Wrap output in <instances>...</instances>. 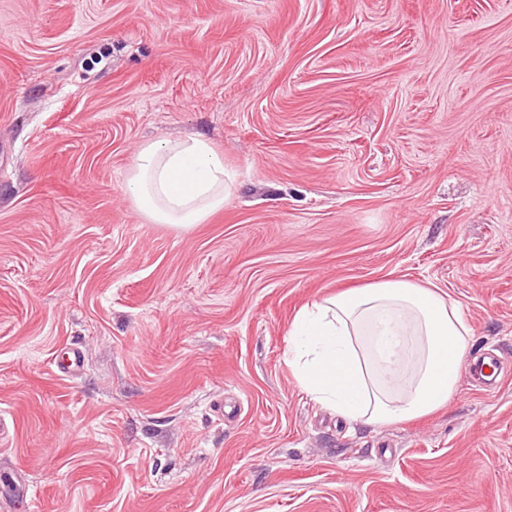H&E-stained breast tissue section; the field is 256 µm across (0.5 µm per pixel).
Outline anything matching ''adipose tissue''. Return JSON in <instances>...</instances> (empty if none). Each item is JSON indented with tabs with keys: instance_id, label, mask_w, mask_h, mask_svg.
I'll use <instances>...</instances> for the list:
<instances>
[{
	"instance_id": "adipose-tissue-1",
	"label": "adipose tissue",
	"mask_w": 512,
	"mask_h": 512,
	"mask_svg": "<svg viewBox=\"0 0 512 512\" xmlns=\"http://www.w3.org/2000/svg\"><path fill=\"white\" fill-rule=\"evenodd\" d=\"M226 188L224 160L200 136L142 146L125 179L127 195L145 218L180 229L223 209ZM471 340L446 294L389 279L303 308L289 331L290 363L314 400L376 426L447 404Z\"/></svg>"
}]
</instances>
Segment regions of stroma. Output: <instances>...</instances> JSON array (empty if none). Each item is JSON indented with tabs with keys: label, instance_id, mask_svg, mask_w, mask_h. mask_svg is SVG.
Instances as JSON below:
<instances>
[{
	"label": "stroma",
	"instance_id": "obj_1",
	"mask_svg": "<svg viewBox=\"0 0 512 512\" xmlns=\"http://www.w3.org/2000/svg\"><path fill=\"white\" fill-rule=\"evenodd\" d=\"M197 135L223 210L150 223L136 151ZM393 278L499 383L354 424L288 332ZM4 460L26 512H512V0H0Z\"/></svg>",
	"mask_w": 512,
	"mask_h": 512
}]
</instances>
